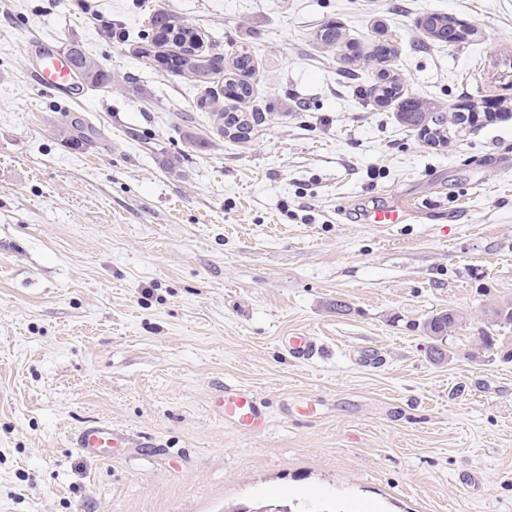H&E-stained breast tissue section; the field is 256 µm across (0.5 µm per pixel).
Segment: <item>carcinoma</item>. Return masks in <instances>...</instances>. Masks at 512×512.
Wrapping results in <instances>:
<instances>
[{"label":"carcinoma","instance_id":"1","mask_svg":"<svg viewBox=\"0 0 512 512\" xmlns=\"http://www.w3.org/2000/svg\"><path fill=\"white\" fill-rule=\"evenodd\" d=\"M426 30L439 42L445 41L447 37L459 43L467 40V35L456 28L455 18L448 15H430L427 18ZM149 31L151 45L172 43L179 48V53L161 59L165 69L178 74H191L200 82L209 78L217 69V62L201 53L200 41L194 28L178 24L167 13L156 11L149 16ZM318 37L327 45H342L348 51L353 50L352 44L343 42L336 25L332 23L325 24L320 29ZM67 52L79 76L88 83L99 85L111 80V77L82 49L73 46L67 49ZM393 54L392 44L377 42L367 51V60L383 64L388 62ZM253 67V56L249 48L239 46L231 60L232 76L224 82V108L215 113L220 132H225V128L231 125L238 126L239 134L228 135V138L237 142L247 141L254 125L262 121L261 113L253 111L248 114L241 109V104L249 101L253 95L252 85L245 80V76L252 72ZM369 93L381 103H397L400 122L412 130L418 129L420 123L427 119L430 126L435 129V135L443 137L448 129H454L464 122V117L458 111L449 116L440 111L433 112L431 107L419 99L404 95L403 87L385 72L381 73L380 81L370 87ZM460 325L459 315L446 311L432 316L426 322L425 329L429 337L435 341L439 336L453 335Z\"/></svg>","mask_w":512,"mask_h":512}]
</instances>
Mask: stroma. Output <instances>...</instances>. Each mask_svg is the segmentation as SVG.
Wrapping results in <instances>:
<instances>
[{"label":"stroma","instance_id":"35a3bbf8","mask_svg":"<svg viewBox=\"0 0 512 512\" xmlns=\"http://www.w3.org/2000/svg\"><path fill=\"white\" fill-rule=\"evenodd\" d=\"M209 55L254 50L249 142L208 82L141 54L146 7ZM430 13L474 29L431 40ZM392 40L387 69L443 110L504 114L431 147L376 106L373 63L315 33ZM80 45L110 84L68 98L31 44ZM512 0H0V512H512ZM415 202L403 224L367 210ZM463 326L431 359L424 325ZM322 353L291 357L286 337ZM251 392L260 433L224 420ZM130 438L92 458L71 437ZM460 325L461 322L459 315L455 312L446 311L432 316L426 322L425 329L432 340L435 342L440 341L442 343V339H438L437 337L452 336ZM129 438L112 424L94 422L85 426L74 437L75 448L85 455L96 457L105 453L103 448H126Z\"/></svg>","mask_w":512,"mask_h":512}]
</instances>
